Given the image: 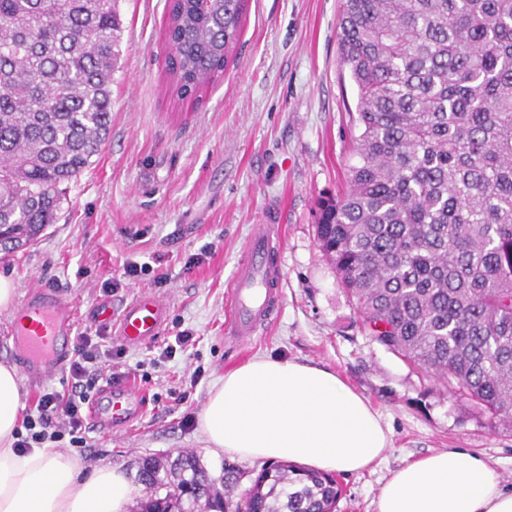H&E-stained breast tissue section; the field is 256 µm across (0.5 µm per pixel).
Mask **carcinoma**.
I'll list each match as a JSON object with an SVG mask.
<instances>
[{
  "label": "carcinoma",
  "instance_id": "cac0c4a2",
  "mask_svg": "<svg viewBox=\"0 0 512 512\" xmlns=\"http://www.w3.org/2000/svg\"><path fill=\"white\" fill-rule=\"evenodd\" d=\"M248 0L169 5L172 94L199 99L235 54ZM118 0H0V250L54 223L62 186L112 122ZM358 163L319 204L317 237L373 337L512 423V0H344ZM235 465L149 455L138 512H234ZM334 476L262 468L250 512H336Z\"/></svg>",
  "mask_w": 512,
  "mask_h": 512
}]
</instances>
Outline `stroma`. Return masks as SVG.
Masks as SVG:
<instances>
[{"label": "stroma", "mask_w": 512, "mask_h": 512, "mask_svg": "<svg viewBox=\"0 0 512 512\" xmlns=\"http://www.w3.org/2000/svg\"><path fill=\"white\" fill-rule=\"evenodd\" d=\"M342 3L250 0L236 60L200 100L182 101L166 73L168 0H119L107 139L69 184L56 223L26 250L0 253L16 299L36 285L55 289L74 307L76 332L106 347L114 339L103 310L120 313L143 294L167 304L163 334L111 362L145 393L143 413L109 435L90 428L87 447L60 445L83 472L114 467L132 477L142 456L186 450L222 475L225 456L199 426L209 391L269 355L336 372L390 429L374 471L338 475L337 512H374L392 471L439 450L480 455L512 487V426L489 427L445 382L374 341L318 245L317 202L341 194L357 162L356 88L336 37ZM259 224L283 227L282 304L240 346L225 332L228 286ZM207 245L205 262L186 268ZM131 263L137 276L124 273ZM187 329L193 342L165 357Z\"/></svg>", "instance_id": "1"}]
</instances>
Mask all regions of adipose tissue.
Instances as JSON below:
<instances>
[{"instance_id": "ef3b65f1", "label": "adipose tissue", "mask_w": 512, "mask_h": 512, "mask_svg": "<svg viewBox=\"0 0 512 512\" xmlns=\"http://www.w3.org/2000/svg\"><path fill=\"white\" fill-rule=\"evenodd\" d=\"M21 407L18 370L0 363V512H127L133 487L122 470L84 474L55 449L16 448ZM200 426L229 456L332 474L369 469L390 444L379 413L336 373L266 355L211 388ZM375 512H512V490L480 456L445 450L394 470Z\"/></svg>"}]
</instances>
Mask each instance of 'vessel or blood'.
I'll return each mask as SVG.
<instances>
[{
  "instance_id": "obj_1",
  "label": "vessel or blood",
  "mask_w": 512,
  "mask_h": 512,
  "mask_svg": "<svg viewBox=\"0 0 512 512\" xmlns=\"http://www.w3.org/2000/svg\"><path fill=\"white\" fill-rule=\"evenodd\" d=\"M278 226L257 225L251 234L246 257L232 282L228 332L245 341L267 322L280 305L281 267ZM167 320L166 305L142 295L128 303L112 324L120 343L137 346L158 337ZM74 332L71 305L54 289L28 292L10 326L12 353L29 384L42 386L64 367V345ZM142 410V394L129 379L120 378L92 399L90 414L100 431L111 433L132 422Z\"/></svg>"
}]
</instances>
